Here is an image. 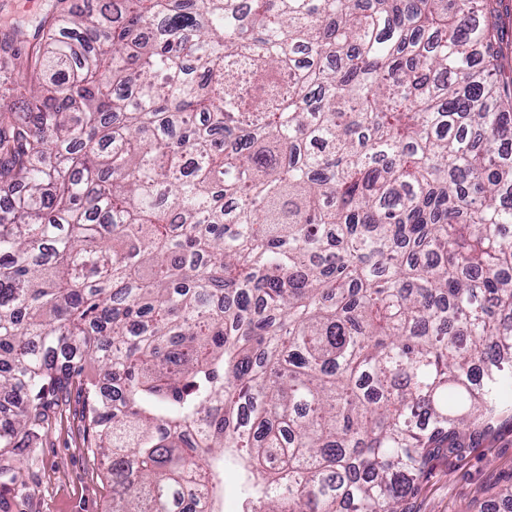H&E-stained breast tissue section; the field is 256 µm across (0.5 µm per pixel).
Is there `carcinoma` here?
I'll list each match as a JSON object with an SVG mask.
<instances>
[{
	"label": "carcinoma",
	"mask_w": 512,
	"mask_h": 512,
	"mask_svg": "<svg viewBox=\"0 0 512 512\" xmlns=\"http://www.w3.org/2000/svg\"><path fill=\"white\" fill-rule=\"evenodd\" d=\"M512 0H57L0 35V488L76 386L112 512H403L512 415Z\"/></svg>",
	"instance_id": "obj_1"
}]
</instances>
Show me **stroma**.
I'll list each match as a JSON object with an SVG mask.
<instances>
[{"label": "stroma", "instance_id": "1", "mask_svg": "<svg viewBox=\"0 0 512 512\" xmlns=\"http://www.w3.org/2000/svg\"><path fill=\"white\" fill-rule=\"evenodd\" d=\"M48 426L32 459L19 470L23 492L0 490V512H111L112 493L103 464L94 461L83 429L77 389L49 397ZM512 489V420L472 435L463 453L436 455L407 512H512L503 499Z\"/></svg>", "mask_w": 512, "mask_h": 512}]
</instances>
